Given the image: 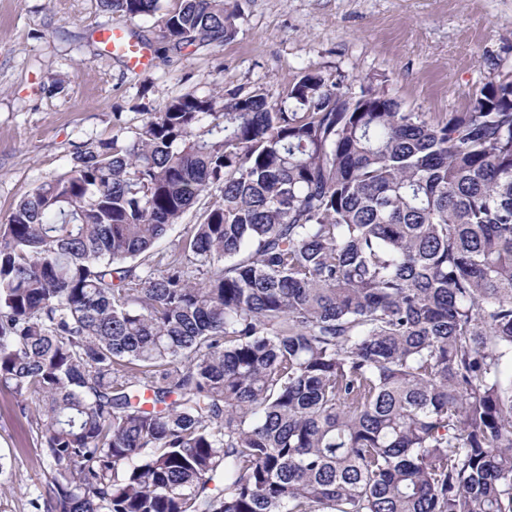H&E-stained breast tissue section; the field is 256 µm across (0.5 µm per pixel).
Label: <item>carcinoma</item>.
<instances>
[{
	"label": "carcinoma",
	"mask_w": 512,
	"mask_h": 512,
	"mask_svg": "<svg viewBox=\"0 0 512 512\" xmlns=\"http://www.w3.org/2000/svg\"><path fill=\"white\" fill-rule=\"evenodd\" d=\"M100 5L162 12L166 54L236 33L225 0ZM113 117L0 225L34 512H512V81Z\"/></svg>",
	"instance_id": "obj_1"
}]
</instances>
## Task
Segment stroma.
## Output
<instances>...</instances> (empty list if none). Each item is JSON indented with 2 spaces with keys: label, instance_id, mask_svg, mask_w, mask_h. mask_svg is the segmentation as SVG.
Segmentation results:
<instances>
[{
  "label": "stroma",
  "instance_id": "1",
  "mask_svg": "<svg viewBox=\"0 0 512 512\" xmlns=\"http://www.w3.org/2000/svg\"><path fill=\"white\" fill-rule=\"evenodd\" d=\"M236 36L183 55L154 54L134 74L94 35L118 16L98 0H0V223L63 173L75 145L114 121L212 88L277 99L314 71L384 89L417 112H463L491 79L512 81V0H226ZM53 93H45L47 85ZM35 432L0 393V512H29L44 480Z\"/></svg>",
  "mask_w": 512,
  "mask_h": 512
}]
</instances>
